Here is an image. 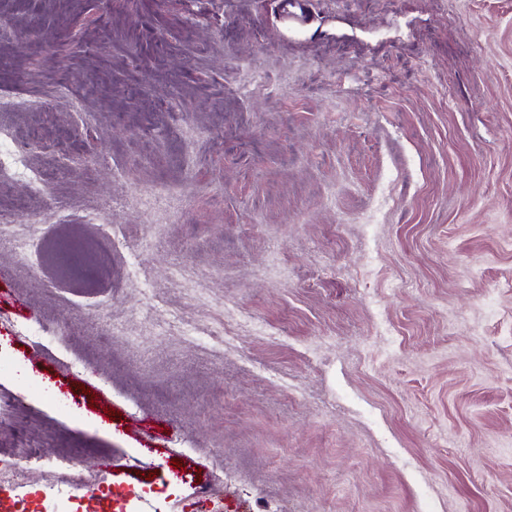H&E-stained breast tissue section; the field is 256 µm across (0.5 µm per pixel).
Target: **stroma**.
<instances>
[{
    "label": "stroma",
    "mask_w": 512,
    "mask_h": 512,
    "mask_svg": "<svg viewBox=\"0 0 512 512\" xmlns=\"http://www.w3.org/2000/svg\"><path fill=\"white\" fill-rule=\"evenodd\" d=\"M33 127L0 392L103 512H512V0H0ZM98 212L109 281L61 275Z\"/></svg>",
    "instance_id": "35a3bbf8"
}]
</instances>
